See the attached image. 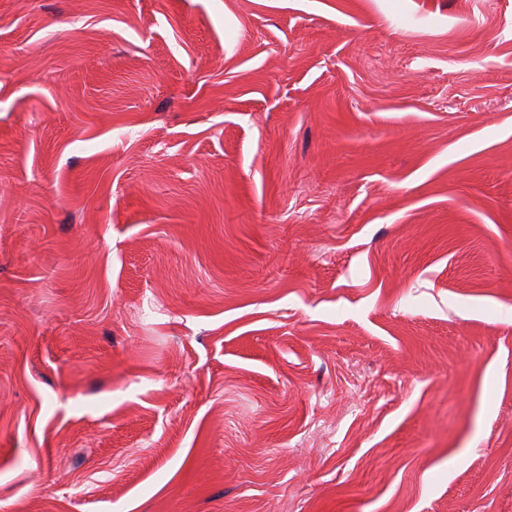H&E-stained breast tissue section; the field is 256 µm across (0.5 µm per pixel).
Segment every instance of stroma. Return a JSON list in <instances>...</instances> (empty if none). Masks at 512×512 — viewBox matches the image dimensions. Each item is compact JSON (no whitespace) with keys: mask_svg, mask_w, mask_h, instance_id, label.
Segmentation results:
<instances>
[{"mask_svg":"<svg viewBox=\"0 0 512 512\" xmlns=\"http://www.w3.org/2000/svg\"><path fill=\"white\" fill-rule=\"evenodd\" d=\"M0 512H512V0H0Z\"/></svg>","mask_w":512,"mask_h":512,"instance_id":"35a3bbf8","label":"stroma"}]
</instances>
